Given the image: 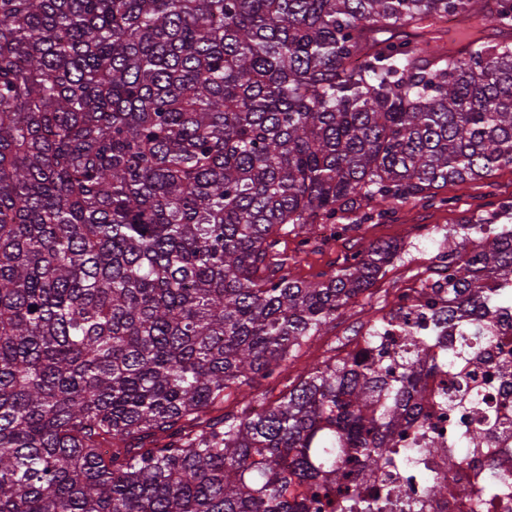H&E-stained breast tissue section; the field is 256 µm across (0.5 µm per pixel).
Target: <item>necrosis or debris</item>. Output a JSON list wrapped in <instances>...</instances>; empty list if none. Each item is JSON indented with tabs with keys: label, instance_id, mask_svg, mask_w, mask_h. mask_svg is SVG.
<instances>
[{
	"label": "necrosis or debris",
	"instance_id": "obj_1",
	"mask_svg": "<svg viewBox=\"0 0 512 512\" xmlns=\"http://www.w3.org/2000/svg\"><path fill=\"white\" fill-rule=\"evenodd\" d=\"M432 293L427 282L408 291L397 313L377 318L374 342H359L358 351L376 355L386 349H400V317H407L413 325L422 322L427 311L425 302ZM432 352L436 367L427 378L429 388L440 395L446 388L468 384L477 389L485 411L496 417L497 425L485 430L479 447L460 450L459 465L453 470L448 469L444 458L427 452L422 436H408L399 446L401 466L381 471L378 481L400 486L416 512H512V470L503 471L493 465L494 460L512 455V383L496 375L501 359L512 358V311L486 325L465 358H450L444 338L435 341ZM418 421L434 437L450 426L465 433L483 424L481 416H452L438 405L422 410ZM432 477L447 485V494L437 498L429 495L426 485Z\"/></svg>",
	"mask_w": 512,
	"mask_h": 512
}]
</instances>
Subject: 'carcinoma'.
<instances>
[{"label":"carcinoma","instance_id":"obj_1","mask_svg":"<svg viewBox=\"0 0 512 512\" xmlns=\"http://www.w3.org/2000/svg\"><path fill=\"white\" fill-rule=\"evenodd\" d=\"M485 0H0V512H323L435 401L431 336L512 309V233L446 240L452 305L393 358L288 371L399 253L313 282L281 237L512 165ZM478 35L451 53L448 18ZM512 29V0H497ZM37 310L32 311L30 307ZM238 414L212 415L226 392Z\"/></svg>","mask_w":512,"mask_h":512}]
</instances>
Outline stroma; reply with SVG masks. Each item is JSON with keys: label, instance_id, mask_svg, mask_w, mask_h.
<instances>
[{"label": "stroma", "instance_id": "stroma-1", "mask_svg": "<svg viewBox=\"0 0 512 512\" xmlns=\"http://www.w3.org/2000/svg\"><path fill=\"white\" fill-rule=\"evenodd\" d=\"M440 202H410L390 217L373 218L343 234L335 245L297 252L295 236H285L288 250L294 251L288 270L293 278L312 280L321 271L344 265L346 258L372 243L400 245V253L383 276L360 295L353 312L324 327L320 336L297 350L288 372L259 380L255 391L273 402L297 382L300 370L351 352L367 330L370 321L388 307L394 295L415 287L431 275L440 261L442 246L429 236L432 228L461 231L469 223L507 224L512 222V165L495 167L482 180L455 183L440 190Z\"/></svg>", "mask_w": 512, "mask_h": 512}]
</instances>
